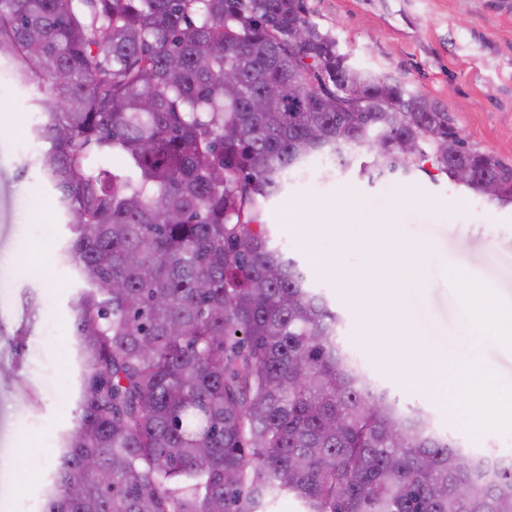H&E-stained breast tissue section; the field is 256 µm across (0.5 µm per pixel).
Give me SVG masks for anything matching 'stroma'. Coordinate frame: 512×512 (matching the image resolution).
<instances>
[{
	"label": "stroma",
	"instance_id": "1",
	"mask_svg": "<svg viewBox=\"0 0 512 512\" xmlns=\"http://www.w3.org/2000/svg\"><path fill=\"white\" fill-rule=\"evenodd\" d=\"M311 19L350 62L387 73L448 112L479 149L512 162V0H305ZM35 88L0 81V512H41L52 449L77 425L80 377L68 346L70 300L82 283L62 263L70 231L48 199L35 154L22 141ZM369 155L350 167L314 160L265 206L272 238L304 264L340 318L339 341L402 408H422L439 432L473 452L512 454V426L469 424L472 398L512 388V342H496L464 317L462 271L512 309V207L500 208L438 172L369 178ZM41 208H34L35 195ZM337 202L336 232L318 222ZM418 250L421 264L390 261ZM485 369L467 395L453 374L408 384L427 353Z\"/></svg>",
	"mask_w": 512,
	"mask_h": 512
}]
</instances>
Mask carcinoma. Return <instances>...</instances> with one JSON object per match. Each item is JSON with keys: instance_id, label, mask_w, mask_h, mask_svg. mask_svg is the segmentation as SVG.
Instances as JSON below:
<instances>
[{"instance_id": "obj_1", "label": "carcinoma", "mask_w": 512, "mask_h": 512, "mask_svg": "<svg viewBox=\"0 0 512 512\" xmlns=\"http://www.w3.org/2000/svg\"><path fill=\"white\" fill-rule=\"evenodd\" d=\"M2 59L50 91L22 106L44 112L37 165L85 284L79 425L41 512H267L282 496L301 512H512V457L472 454L374 386L263 221L313 159L363 149L379 176L429 163L499 207L512 164L449 149L448 113L350 65L304 0H0ZM93 148L126 152L130 173L91 170Z\"/></svg>"}]
</instances>
